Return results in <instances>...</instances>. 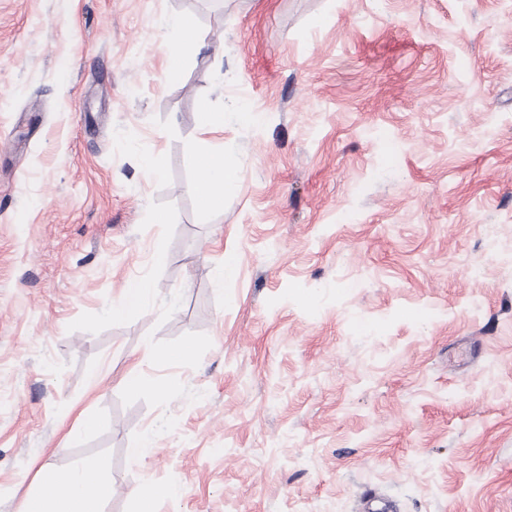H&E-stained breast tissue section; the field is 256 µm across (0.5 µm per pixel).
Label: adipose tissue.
Segmentation results:
<instances>
[{"mask_svg": "<svg viewBox=\"0 0 512 512\" xmlns=\"http://www.w3.org/2000/svg\"><path fill=\"white\" fill-rule=\"evenodd\" d=\"M160 26L177 36L164 48L166 71L173 74L181 68L186 51L198 45L197 24L192 15L183 13L161 18ZM195 167V191L201 209L223 207L225 193L239 180L237 161L223 149L213 148L197 155ZM40 485L39 492L22 505L21 512H101L107 491L100 468L92 464L73 472L43 467Z\"/></svg>", "mask_w": 512, "mask_h": 512, "instance_id": "adipose-tissue-1", "label": "adipose tissue"}]
</instances>
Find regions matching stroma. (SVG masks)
Listing matches in <instances>:
<instances>
[{"label": "stroma", "mask_w": 512, "mask_h": 512, "mask_svg": "<svg viewBox=\"0 0 512 512\" xmlns=\"http://www.w3.org/2000/svg\"><path fill=\"white\" fill-rule=\"evenodd\" d=\"M80 463L103 512H512V0H0V512ZM160 27L177 35V40L164 48L166 72L175 74L182 66L185 52L198 45L197 24L192 15L183 13L161 18ZM197 117L201 134L224 132V113L214 111L208 102H200ZM195 191L203 210L224 207V193L233 189L240 169L237 161L224 153V147L200 152L195 159ZM156 288V282L149 277H143L131 282L120 300L113 303V316L121 317L131 311L144 308L148 298L154 293ZM170 495L171 489L168 485L150 482L133 495L135 512H154L156 502Z\"/></svg>", "instance_id": "1"}]
</instances>
